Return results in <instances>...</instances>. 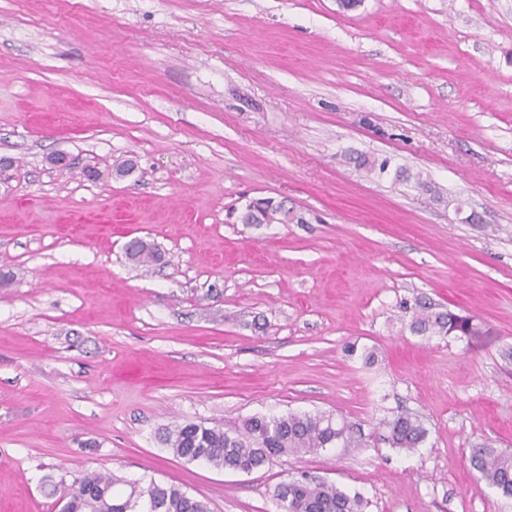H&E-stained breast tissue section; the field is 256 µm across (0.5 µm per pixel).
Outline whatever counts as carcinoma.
Wrapping results in <instances>:
<instances>
[{
	"label": "carcinoma",
	"mask_w": 512,
	"mask_h": 512,
	"mask_svg": "<svg viewBox=\"0 0 512 512\" xmlns=\"http://www.w3.org/2000/svg\"><path fill=\"white\" fill-rule=\"evenodd\" d=\"M267 200L247 206L244 224H261ZM127 258L137 263H155L161 254L138 239L128 242ZM412 331L422 335L463 336L475 334L471 318L450 311L432 314L420 305L413 311ZM385 440L393 448L412 451L428 435L423 422L410 413L383 420ZM162 442L174 457L199 462L210 468L250 473L275 457L299 455L341 443L356 442L354 427L325 413H289L281 416L253 415L224 428L185 421L165 428ZM470 464L477 478L512 498V454L486 446L470 449ZM280 512H361L362 500L349 495L322 477L302 472L277 484L273 491ZM62 512H210L207 503L175 485L155 479H127L115 473L90 471L65 490Z\"/></svg>",
	"instance_id": "obj_1"
}]
</instances>
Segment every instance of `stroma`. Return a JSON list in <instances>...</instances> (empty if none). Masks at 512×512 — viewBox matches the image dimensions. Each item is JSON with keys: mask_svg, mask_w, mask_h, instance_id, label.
Segmentation results:
<instances>
[{"mask_svg": "<svg viewBox=\"0 0 512 512\" xmlns=\"http://www.w3.org/2000/svg\"><path fill=\"white\" fill-rule=\"evenodd\" d=\"M1 157L0 512L90 470L210 512L303 471L363 512H512L469 460L512 452V0H0ZM256 198L294 220L238 221ZM417 301L479 335L411 332ZM291 412L362 443L247 474L158 438ZM128 259L137 263H155L161 260L162 256L155 248L141 243L138 239H132L128 242L125 249ZM382 425L387 432L385 440L392 448L415 450L425 442L428 435L423 422L410 413L395 414L390 419H384Z\"/></svg>", "mask_w": 512, "mask_h": 512, "instance_id": "stroma-1", "label": "stroma"}]
</instances>
